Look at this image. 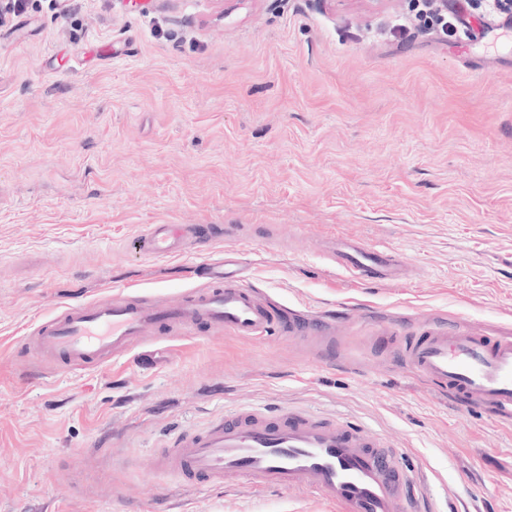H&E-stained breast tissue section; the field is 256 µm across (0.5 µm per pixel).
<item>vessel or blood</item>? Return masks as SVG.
Returning <instances> with one entry per match:
<instances>
[{
	"instance_id": "vessel-or-blood-1",
	"label": "vessel or blood",
	"mask_w": 512,
	"mask_h": 512,
	"mask_svg": "<svg viewBox=\"0 0 512 512\" xmlns=\"http://www.w3.org/2000/svg\"><path fill=\"white\" fill-rule=\"evenodd\" d=\"M213 245V236L198 224H153L140 238L143 255L152 259L208 252ZM331 260L355 279L404 276L392 253L381 248L347 243L332 249ZM203 276L204 286L184 291L172 303L121 293L107 302L65 305L30 344L43 360L94 370L123 358L139 336L163 326L181 333L206 325L243 337L275 330V311L226 272L224 260L208 262ZM398 353L413 374L512 425V337L451 332L436 324L405 337ZM156 466L189 485L244 478L261 489L305 488L343 512L430 510L425 500L409 498L408 478L371 430L306 411L291 410L272 421L255 408L238 410L202 432L183 433L157 456Z\"/></svg>"
}]
</instances>
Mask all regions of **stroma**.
Here are the masks:
<instances>
[{"label":"stroma","instance_id":"obj_1","mask_svg":"<svg viewBox=\"0 0 512 512\" xmlns=\"http://www.w3.org/2000/svg\"><path fill=\"white\" fill-rule=\"evenodd\" d=\"M396 23L411 0H27L0 25V512H341L157 469L241 407L374 430L433 512H512V426L394 345L431 322L512 336V53ZM152 224L225 233L149 260ZM340 240L411 274L344 275ZM211 257L283 315H334L325 341L201 328L91 371L35 358L64 304L172 302Z\"/></svg>","mask_w":512,"mask_h":512}]
</instances>
